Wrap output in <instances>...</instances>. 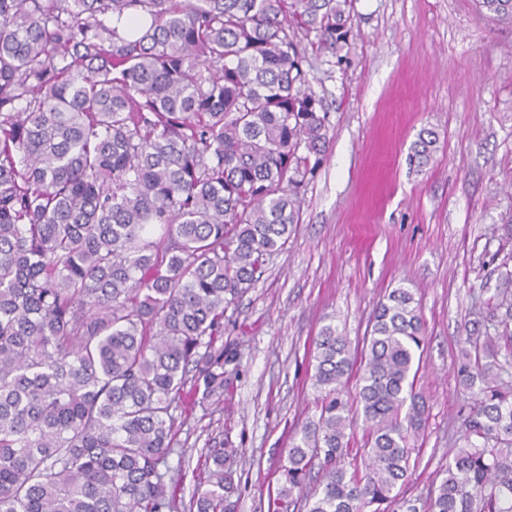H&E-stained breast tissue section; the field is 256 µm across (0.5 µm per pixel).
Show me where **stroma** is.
Wrapping results in <instances>:
<instances>
[{"label":"stroma","instance_id":"1","mask_svg":"<svg viewBox=\"0 0 512 512\" xmlns=\"http://www.w3.org/2000/svg\"><path fill=\"white\" fill-rule=\"evenodd\" d=\"M353 23L345 62L311 58L329 149L285 248L225 314L224 401L170 409L161 470L178 512H196L224 442L241 452L236 512H276L288 446L318 417L313 337L333 324L361 351L392 289L413 291L425 324L416 390L428 419L409 439L405 498L427 495L470 413L459 338L478 332L512 272V22L476 0H354ZM425 128L439 143L419 171L408 154Z\"/></svg>","mask_w":512,"mask_h":512}]
</instances>
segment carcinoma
Masks as SVG:
<instances>
[{
  "instance_id": "obj_1",
  "label": "carcinoma",
  "mask_w": 512,
  "mask_h": 512,
  "mask_svg": "<svg viewBox=\"0 0 512 512\" xmlns=\"http://www.w3.org/2000/svg\"><path fill=\"white\" fill-rule=\"evenodd\" d=\"M477 3L512 20V0ZM351 10L0 0V512H175L171 406L224 398V313L288 242L328 149L306 46L342 64ZM436 142L422 130L409 162ZM498 306L502 330L460 352L463 444L406 512H512L511 291ZM423 342L407 288L379 303L361 356L332 324L313 338L319 416L288 448L280 512L314 468L307 512H392L428 419ZM211 459L197 512H235L239 449Z\"/></svg>"
}]
</instances>
